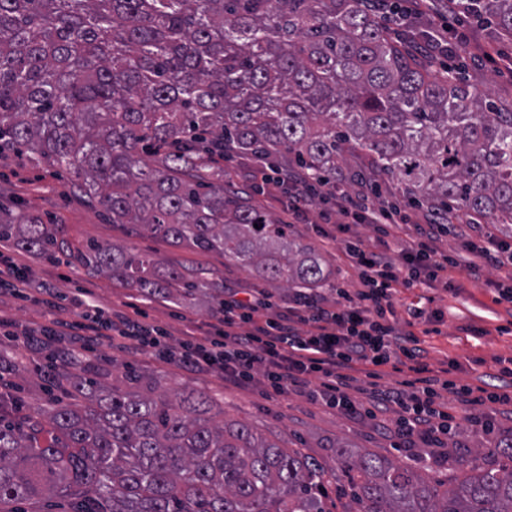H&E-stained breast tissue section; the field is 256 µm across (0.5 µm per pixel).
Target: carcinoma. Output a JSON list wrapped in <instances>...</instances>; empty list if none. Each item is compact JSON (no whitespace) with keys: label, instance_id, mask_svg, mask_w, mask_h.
I'll return each mask as SVG.
<instances>
[{"label":"carcinoma","instance_id":"carcinoma-1","mask_svg":"<svg viewBox=\"0 0 512 512\" xmlns=\"http://www.w3.org/2000/svg\"><path fill=\"white\" fill-rule=\"evenodd\" d=\"M512 37V0H474ZM66 168L141 236L219 253L275 287L315 290L333 270L288 225L210 179L213 156L284 159L323 181L369 158L434 208L512 224V103L435 73L361 0H0V154ZM0 245L52 256L58 225L19 211ZM94 275L183 304L223 281L161 272L154 255L88 240ZM54 374L65 398L0 420V512L60 499L70 512H326L327 469L214 399L168 394L133 369ZM446 485L369 451L336 450L355 512H512V436Z\"/></svg>","mask_w":512,"mask_h":512}]
</instances>
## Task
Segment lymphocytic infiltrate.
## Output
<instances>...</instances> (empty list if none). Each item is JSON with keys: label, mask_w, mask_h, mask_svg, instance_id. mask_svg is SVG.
<instances>
[{"label": "lymphocytic infiltrate", "mask_w": 512, "mask_h": 512, "mask_svg": "<svg viewBox=\"0 0 512 512\" xmlns=\"http://www.w3.org/2000/svg\"><path fill=\"white\" fill-rule=\"evenodd\" d=\"M248 179L260 195L272 184L287 187L289 223L305 224L317 215L322 244L339 246L357 273V287L337 289L331 302L316 291L281 296L228 282L222 307L174 348L167 331L142 311L125 303L103 306L85 288L63 299L48 285L33 283L28 265L1 250L0 294L43 307L36 342L44 346L69 337L71 347L61 362L77 361L90 348L115 346L159 355L228 386H261L271 398L301 396L351 419L390 415L399 438L425 445V452L410 456L417 464L431 462V449L459 436L462 422H469L472 434L487 431L483 410L512 420V357L497 360L509 385L461 383L453 368H433L424 346L442 312L413 302L406 320L397 319L402 293L447 286L452 268L476 279L485 270H498L499 278L487 282L491 301L512 314V243L480 224L452 228L426 213L404 215L348 192L342 183L317 184L263 163L253 166ZM361 224L372 227V236L357 234ZM449 233L455 246L445 252L439 241ZM66 306L71 315L64 319ZM393 373L399 381L383 384Z\"/></svg>", "instance_id": "f902f5d3"}]
</instances>
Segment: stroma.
I'll return each instance as SVG.
<instances>
[{
    "mask_svg": "<svg viewBox=\"0 0 512 512\" xmlns=\"http://www.w3.org/2000/svg\"><path fill=\"white\" fill-rule=\"evenodd\" d=\"M449 63L459 65L461 75L470 84L491 93L493 98L512 102V77L497 75L479 61L475 53L449 55ZM76 178L65 170L31 168L24 158L9 155L0 158V215L9 216L26 211L41 217L44 222L59 225L70 247H78L93 238L102 243L121 244L155 254L168 267L194 266L209 269L218 278H229L249 286L256 278L249 271L236 267L223 256L202 253L184 247H175L156 239L130 233L128 227L111 223L97 205L88 203L77 192ZM35 283H46L67 294L76 289H91L104 305L120 304L134 296V288L121 285L106 277L86 274L73 264L64 272L45 265L41 258L30 262ZM450 276L459 290L458 296L435 291L434 304L445 312V323L440 334L428 336L426 346L432 361H457L462 369L459 379L470 381L474 375L469 366L472 358L484 359L486 381L496 384L498 371L492 365L494 357L512 356V315L504 307L490 304L483 280H477L462 270L451 271ZM144 310L165 326L172 339L184 336L191 322L207 319L212 301L205 296L187 304L172 307L162 302H146ZM468 325L485 326L489 335L481 338L467 336ZM8 349L28 367L25 378L7 376L14 385L17 397L25 406L41 403L46 397V385L40 375L46 365V351H33L24 337H0V350ZM95 360L105 366H133L141 374L161 380L169 390L190 386L219 400L224 407V419L249 424L255 431L278 441L316 461L334 467L336 450L340 447L367 450L382 457L406 462L405 452L397 448L398 439L389 431L378 428L371 418L349 419L340 413L293 396L288 399L267 397L261 388L241 390L224 385L213 376L187 373L175 364L150 355L133 356L118 350L95 353ZM512 435V422L503 421L498 433L475 436L463 432L452 442L450 449H437L436 461L429 471L437 479L447 481L460 475L462 460L469 457L476 446L495 447L500 438Z\"/></svg>",
    "mask_w": 512,
    "mask_h": 512,
    "instance_id": "obj_1",
    "label": "stroma"
}]
</instances>
